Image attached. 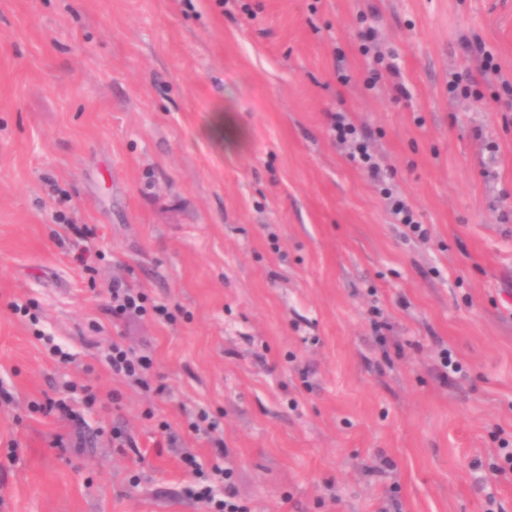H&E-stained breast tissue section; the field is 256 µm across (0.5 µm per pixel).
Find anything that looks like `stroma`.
I'll return each mask as SVG.
<instances>
[{"instance_id": "35a3bbf8", "label": "stroma", "mask_w": 512, "mask_h": 512, "mask_svg": "<svg viewBox=\"0 0 512 512\" xmlns=\"http://www.w3.org/2000/svg\"><path fill=\"white\" fill-rule=\"evenodd\" d=\"M511 97L512 0H0V512H512ZM331 129L338 133V140L341 143L351 141L354 143L355 152L353 158H358L364 165L370 177L377 180L381 176V167L368 152V147L363 141L357 140V128L351 123L346 112H330ZM391 210L400 224L407 228V234L419 238L428 236V229L414 220L413 212L403 199H393ZM111 299L112 315L116 317L153 315L170 320L172 315L166 305L149 304L148 297L120 281H112L108 289ZM103 357L113 375L125 378L145 391L152 390L150 373L153 360L150 356L133 355L121 344L112 342ZM214 475L218 476L222 483V498H217L215 487L207 485H191L186 489L188 496L201 502H206L211 509L209 512H247L245 506L241 505L233 481V471L229 468L215 465Z\"/></svg>"}]
</instances>
